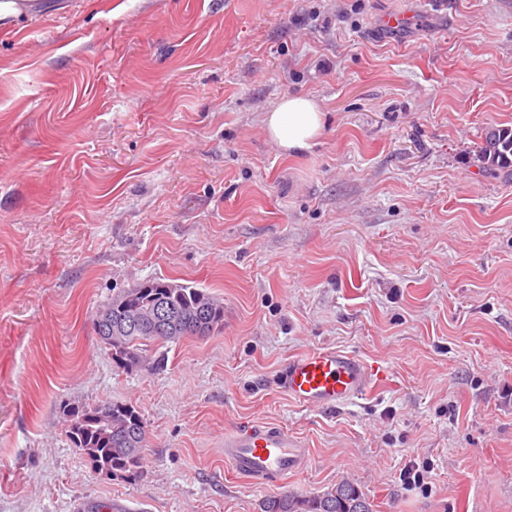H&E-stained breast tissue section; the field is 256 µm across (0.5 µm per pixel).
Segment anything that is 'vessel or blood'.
Masks as SVG:
<instances>
[{"label": "vessel or blood", "mask_w": 512, "mask_h": 512, "mask_svg": "<svg viewBox=\"0 0 512 512\" xmlns=\"http://www.w3.org/2000/svg\"><path fill=\"white\" fill-rule=\"evenodd\" d=\"M382 378V373L353 355L318 349L290 360L280 385L300 403L333 408L362 395ZM306 454L302 442L287 430L266 423L224 435L225 463L233 472L260 482L287 474Z\"/></svg>", "instance_id": "obj_1"}]
</instances>
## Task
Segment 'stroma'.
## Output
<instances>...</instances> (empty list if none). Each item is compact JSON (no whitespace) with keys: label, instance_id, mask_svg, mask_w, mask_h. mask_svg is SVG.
I'll return each instance as SVG.
<instances>
[{"label":"stroma","instance_id":"stroma-1","mask_svg":"<svg viewBox=\"0 0 512 512\" xmlns=\"http://www.w3.org/2000/svg\"><path fill=\"white\" fill-rule=\"evenodd\" d=\"M51 2L0 28V512H261L342 482L373 512H512V178L477 158L512 128V0ZM288 95L328 114L299 155L263 123ZM153 279L224 327L118 368L92 318ZM324 348L384 380L290 398L288 360ZM104 402L141 413L137 477L66 436L62 405ZM246 423L305 460L235 474ZM288 431L266 423L225 433L224 462L233 472L264 482L295 468L307 448Z\"/></svg>","mask_w":512,"mask_h":512}]
</instances>
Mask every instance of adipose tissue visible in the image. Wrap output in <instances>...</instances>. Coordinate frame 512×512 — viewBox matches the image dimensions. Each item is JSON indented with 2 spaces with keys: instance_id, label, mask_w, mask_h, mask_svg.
Instances as JSON below:
<instances>
[{
  "instance_id": "1",
  "label": "adipose tissue",
  "mask_w": 512,
  "mask_h": 512,
  "mask_svg": "<svg viewBox=\"0 0 512 512\" xmlns=\"http://www.w3.org/2000/svg\"><path fill=\"white\" fill-rule=\"evenodd\" d=\"M264 124L274 143L295 154L308 150L320 136L324 128V113L315 99L286 96L267 112Z\"/></svg>"
}]
</instances>
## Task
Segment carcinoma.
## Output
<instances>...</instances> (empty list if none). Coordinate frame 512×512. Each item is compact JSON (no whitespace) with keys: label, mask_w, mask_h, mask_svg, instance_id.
Here are the masks:
<instances>
[{"label":"carcinoma","mask_w":512,"mask_h":512,"mask_svg":"<svg viewBox=\"0 0 512 512\" xmlns=\"http://www.w3.org/2000/svg\"><path fill=\"white\" fill-rule=\"evenodd\" d=\"M479 157L491 172L512 169V128L492 127L485 134ZM165 304L184 314L186 321L168 334H156L153 326L131 325L122 339L108 345L113 362L124 370L143 362L141 344L151 341H177L196 336L197 322L213 333L224 321V304L214 296L188 284L166 287L155 279L125 290L112 298V309L154 307ZM62 415L67 437L82 451L91 467L101 473L137 476L144 460L146 431L140 412L131 404L105 402L95 406L66 405ZM263 512H372L363 494L350 483H341L322 494H280L266 498Z\"/></svg>","instance_id":"1"}]
</instances>
